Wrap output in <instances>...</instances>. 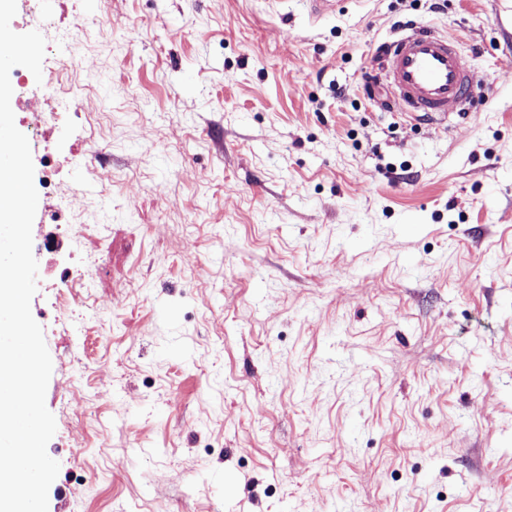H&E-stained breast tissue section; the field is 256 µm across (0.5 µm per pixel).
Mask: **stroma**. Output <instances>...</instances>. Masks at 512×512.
<instances>
[{"mask_svg": "<svg viewBox=\"0 0 512 512\" xmlns=\"http://www.w3.org/2000/svg\"><path fill=\"white\" fill-rule=\"evenodd\" d=\"M48 17L78 66L11 98L22 133L57 115L48 512H512V0H17L11 28ZM417 25L486 85L446 130L363 92Z\"/></svg>", "mask_w": 512, "mask_h": 512, "instance_id": "1", "label": "stroma"}]
</instances>
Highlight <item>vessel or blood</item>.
<instances>
[{
	"label": "vessel or blood",
	"instance_id": "obj_1",
	"mask_svg": "<svg viewBox=\"0 0 512 512\" xmlns=\"http://www.w3.org/2000/svg\"><path fill=\"white\" fill-rule=\"evenodd\" d=\"M374 55L381 63L375 79L387 95L403 101L412 120L442 126L487 102L467 55L433 30L381 42Z\"/></svg>",
	"mask_w": 512,
	"mask_h": 512
}]
</instances>
